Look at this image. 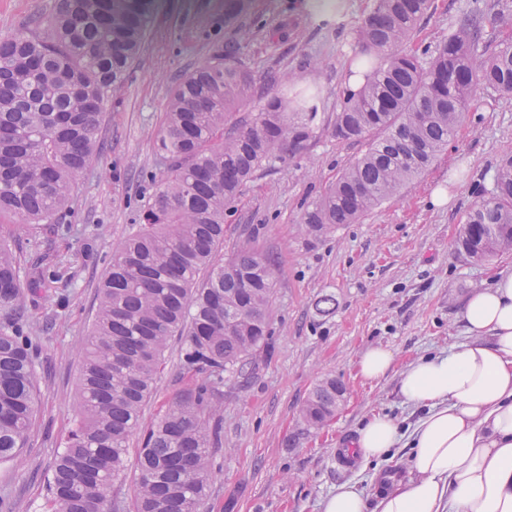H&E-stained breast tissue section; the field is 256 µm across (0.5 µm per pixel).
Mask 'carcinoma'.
I'll return each instance as SVG.
<instances>
[{
  "label": "carcinoma",
  "instance_id": "carcinoma-1",
  "mask_svg": "<svg viewBox=\"0 0 512 512\" xmlns=\"http://www.w3.org/2000/svg\"><path fill=\"white\" fill-rule=\"evenodd\" d=\"M154 0H58L0 38V218L55 224L77 174L100 155L104 111L139 54ZM430 0H373L357 31L362 53H377L364 84L344 97L334 135L363 153L301 220L318 235L352 224L396 195L438 157L481 90L512 93V43L480 52L481 0L448 24L428 56L405 50ZM247 120L226 127L252 94L242 45H217L176 86L156 153L166 168L142 206L99 288L91 335L81 348L75 426L48 478L51 512H112L109 492L125 470L162 355L181 346L186 386L142 436L135 512H202L211 449L221 447L216 401L266 348L275 264L253 248L224 260V210L263 165L285 162L315 133L318 91L288 78ZM18 226L0 225V309L50 272H22ZM460 251L487 261L512 251V156L499 164L490 197L467 216ZM29 326L14 313L0 323V459L24 448L35 412ZM343 385L320 380L301 409L306 434L336 413Z\"/></svg>",
  "mask_w": 512,
  "mask_h": 512
}]
</instances>
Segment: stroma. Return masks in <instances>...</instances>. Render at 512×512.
I'll return each mask as SVG.
<instances>
[{
  "label": "stroma",
  "instance_id": "1",
  "mask_svg": "<svg viewBox=\"0 0 512 512\" xmlns=\"http://www.w3.org/2000/svg\"><path fill=\"white\" fill-rule=\"evenodd\" d=\"M57 0H0V37L31 18L51 14ZM467 0H432L411 43L435 47ZM227 0H155L146 40L101 126L102 158L76 180L70 214L57 237L39 226L22 235L24 251L49 253L55 276L26 294L36 372L37 404L25 448L0 462V497L12 512H47V481L76 420L74 397L80 349L94 322L97 285L121 239L165 169L156 141L177 81L207 61L215 45L235 40L254 79V95L232 121L257 112L286 74L321 89L319 129L305 149L263 167L224 215V250L249 246L277 261L274 317L268 350L255 352L245 385L225 382L219 400L218 448L207 512H321L337 485L353 481L377 498L381 482L407 479L410 451L394 449L384 463L337 465V449L353 440L373 414L406 426L419 410L397 392L402 369L423 356L466 342L460 315L474 288L512 272V253L477 262L457 244L471 208L486 198L503 156L512 154V94L487 91L468 105L447 148L397 196L357 223L316 237L301 222L336 177L361 154L360 144L332 134L360 48L355 30L372 0H341L317 18L319 0H247L233 26ZM485 54L508 36L512 0H482ZM331 295L335 306L322 310ZM371 345L395 357L384 379L369 383L356 361ZM341 380L348 393L336 416L317 433L297 436L299 410L322 378ZM180 379L178 340L165 353L142 424L150 426L175 401Z\"/></svg>",
  "mask_w": 512,
  "mask_h": 512
}]
</instances>
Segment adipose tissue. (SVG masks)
<instances>
[{
	"mask_svg": "<svg viewBox=\"0 0 512 512\" xmlns=\"http://www.w3.org/2000/svg\"><path fill=\"white\" fill-rule=\"evenodd\" d=\"M461 320L468 342L400 374L398 393L421 416L403 428L373 415L353 441L366 462L406 443L410 477L388 484L373 504L343 482L323 512H512V273L474 289Z\"/></svg>",
	"mask_w": 512,
	"mask_h": 512,
	"instance_id": "1",
	"label": "adipose tissue"
}]
</instances>
